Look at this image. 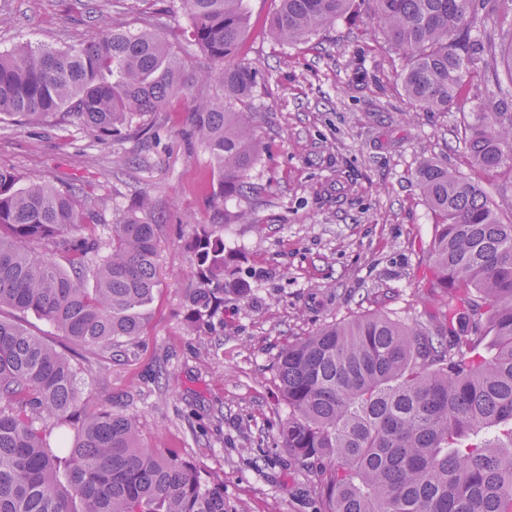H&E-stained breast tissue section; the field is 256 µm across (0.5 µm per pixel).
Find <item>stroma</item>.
Masks as SVG:
<instances>
[{"label":"stroma","mask_w":512,"mask_h":512,"mask_svg":"<svg viewBox=\"0 0 512 512\" xmlns=\"http://www.w3.org/2000/svg\"><path fill=\"white\" fill-rule=\"evenodd\" d=\"M92 2L103 9L95 22L77 0H0V51L88 41L112 23L135 30L149 15L193 83L189 96L155 113L145 147L120 139L104 149L69 122L0 119V170L82 185L107 224L138 194L164 217L152 317L135 354L92 357L89 389L99 404L137 417L142 447L223 473L233 512H314L310 470L279 436L288 416L277 379L282 350L328 322L441 310L445 297L430 286L435 216L416 185L419 164L432 156L473 173L506 222L512 198L499 187L508 172H471L467 109L426 112L406 97L404 62L371 20L369 0H354L347 15L295 45L266 33L278 0H249L236 57L260 71L247 100L260 146L249 179L260 191L221 199L206 184L207 154L185 136L193 99L214 88L200 77L207 62L185 35L179 0H125L120 15L106 0ZM241 209L248 222L236 221ZM198 224L223 226L251 285L247 301L225 295L216 336L184 324L186 244ZM217 341L223 358L202 355Z\"/></svg>","instance_id":"stroma-1"}]
</instances>
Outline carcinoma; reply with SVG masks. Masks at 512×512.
Masks as SVG:
<instances>
[{"label":"carcinoma","instance_id":"obj_1","mask_svg":"<svg viewBox=\"0 0 512 512\" xmlns=\"http://www.w3.org/2000/svg\"><path fill=\"white\" fill-rule=\"evenodd\" d=\"M353 0H279L268 28L307 41ZM401 52L405 95L446 112L480 82L466 147L480 169L512 172V5L507 0H369ZM192 41L218 87L198 99L189 138L209 157L222 198L253 194V113L238 108L260 72L237 53L245 0H180ZM501 57L508 70L494 69ZM175 46L147 26L90 42L0 53V116L76 122L103 146L148 134V118L186 95ZM417 184L439 218L432 287L446 296L437 325L374 312L330 322L281 352L288 404L280 426L294 457L322 462L317 512H512V223L472 178L424 159ZM161 219L141 195L111 224L84 189L22 182L0 170V311L51 324L54 345L0 315V512H228L224 475L140 446L137 419L97 405L68 351L131 348L157 290ZM197 285L186 324L216 329L224 294L244 298L224 231L198 224L187 244Z\"/></svg>","mask_w":512,"mask_h":512}]
</instances>
